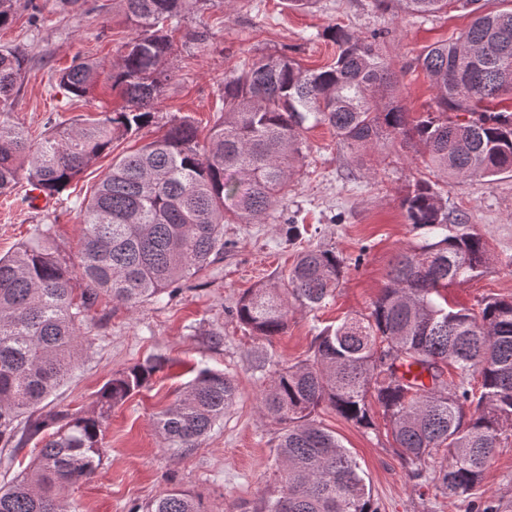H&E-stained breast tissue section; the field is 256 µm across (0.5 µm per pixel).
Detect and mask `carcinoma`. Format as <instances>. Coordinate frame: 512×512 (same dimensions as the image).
Here are the masks:
<instances>
[{
    "label": "carcinoma",
    "mask_w": 512,
    "mask_h": 512,
    "mask_svg": "<svg viewBox=\"0 0 512 512\" xmlns=\"http://www.w3.org/2000/svg\"><path fill=\"white\" fill-rule=\"evenodd\" d=\"M132 29L109 73L76 60L58 87L85 97L102 80L124 105L98 118L61 123L33 145L8 120L25 56L0 50V193L21 178L46 196L64 191L85 168L112 152L118 138L152 123L170 79L172 34L184 13L215 0H119ZM409 12L435 14L452 2L403 0ZM458 37L436 42L416 60L435 92L436 109L412 120L395 94L398 76L375 42L340 27L332 64L309 70L285 52L263 55L224 77L219 115L207 143L184 118L135 152L112 160L80 209L84 234L76 257L54 245L52 226L13 253L0 255V441L30 416L27 432L43 435L33 468L0 484V512H69L62 491L93 475L103 457L104 418L142 388L155 366L112 375L91 414L34 416L77 366L89 314L105 296L130 308L188 282L224 255V225L254 224L288 195L303 157L302 131L324 122L354 158L409 145L446 179L512 171V8L481 12ZM408 223L427 230L402 250L366 317L345 318L315 336L308 357L275 371L261 412L283 425L275 464L280 489L256 512H376L356 459L315 419L329 407L365 429L377 405L390 425L409 477L444 495L467 498L483 481L498 448L512 437V298L487 296L478 309L448 303V286L482 273L483 237L459 223L435 185L417 180L402 198ZM343 260L305 248L283 277L284 291L252 290L236 317L254 335L288 327L291 309L319 310L333 295ZM236 395L233 379L203 368L157 419L160 435L185 451L198 447ZM57 428L45 432L51 424ZM147 512H206L195 496L171 489Z\"/></svg>",
    "instance_id": "carcinoma-1"
}]
</instances>
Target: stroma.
Returning <instances> with one entry per match:
<instances>
[{
	"instance_id": "stroma-1",
	"label": "stroma",
	"mask_w": 512,
	"mask_h": 512,
	"mask_svg": "<svg viewBox=\"0 0 512 512\" xmlns=\"http://www.w3.org/2000/svg\"><path fill=\"white\" fill-rule=\"evenodd\" d=\"M470 20L468 11L454 4L447 12L422 16L405 12L400 0H315L305 9L289 7L286 0H220L191 14L186 27L205 32L207 39L199 45L175 43L172 79L153 122L138 135L116 140L111 155L93 162L59 195L34 196L24 181L0 195V254L12 253L37 225L49 224L59 250L76 255L80 206L113 158L184 117L194 122L199 141H206L225 75L274 51L287 52L307 68L329 65L336 57L326 35L332 26L377 36L398 74L400 100L418 117L433 107L434 91L414 68L415 59L427 46L457 37ZM131 35L118 0H85L77 9L60 0H19L12 22L0 28V47L27 59L12 98V122L36 141L56 121L120 108L121 98L103 86L88 97L68 99L55 76L77 58L110 66ZM304 138V157L287 200L262 223L225 225L222 259L173 294L134 308L104 298L93 308L83 358L42 403L40 414L91 412L115 372L148 362L156 371L145 388L106 417L100 465L90 479L65 492L78 512H129L174 487L201 499L207 512H255L262 498L278 489L274 459L281 426L260 412L261 394L276 369L306 358L323 326L370 312L394 257L426 237L425 229L407 223L401 200L415 180L433 177L414 151L398 147L353 163L324 123L308 124ZM438 189L449 219L470 225L491 254L480 276L449 287V303L471 308L486 296L512 297V173L442 182ZM293 224L302 231L294 241ZM311 245L331 248L344 261L335 297L314 315L292 310L279 336L252 335L236 318L239 298L279 283L296 253ZM260 358L266 361L261 371L255 367ZM206 366L234 379L235 400L198 448L174 452L158 434L156 418ZM316 419L357 459L377 512H476L488 502L498 512H512V444L500 449L475 495L456 498L409 481L382 414H375L372 430L329 408L319 409ZM15 426L12 443L0 444V480L23 471L42 447L40 437L28 435L26 421Z\"/></svg>"
}]
</instances>
